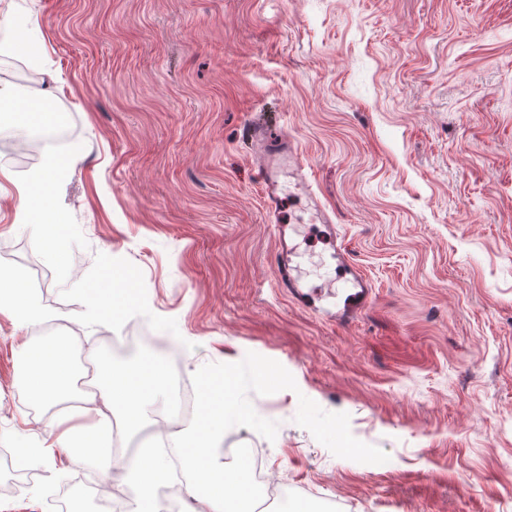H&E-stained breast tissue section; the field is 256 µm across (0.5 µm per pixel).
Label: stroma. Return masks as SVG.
<instances>
[{
    "label": "stroma",
    "instance_id": "obj_1",
    "mask_svg": "<svg viewBox=\"0 0 512 512\" xmlns=\"http://www.w3.org/2000/svg\"><path fill=\"white\" fill-rule=\"evenodd\" d=\"M42 62L0 53L15 102L62 115L55 189L73 226L71 276L0 197V268L32 258L51 319L0 317V512L95 505L96 472L65 454L26 470L52 410L16 383L13 348L64 334L88 289L120 313L75 357L147 336L185 376L247 352L297 391L252 396L275 441L246 427L223 445L263 449L274 512H512V0H0ZM263 117L291 139L338 237L308 222L311 250L345 248L369 306L327 322L277 288V239L246 138ZM80 156H73V149ZM347 413L383 464L334 456L295 423L300 397Z\"/></svg>",
    "mask_w": 512,
    "mask_h": 512
}]
</instances>
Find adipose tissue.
I'll return each instance as SVG.
<instances>
[{
	"instance_id": "1",
	"label": "adipose tissue",
	"mask_w": 512,
	"mask_h": 512,
	"mask_svg": "<svg viewBox=\"0 0 512 512\" xmlns=\"http://www.w3.org/2000/svg\"><path fill=\"white\" fill-rule=\"evenodd\" d=\"M12 49L23 51L28 61L41 60L40 45L30 39L26 21L15 14L0 20V52ZM61 172L59 161L50 155L26 180L14 182L17 222L31 228L47 259L60 267L66 264L72 235V226L57 210L53 195ZM27 282L24 268L0 270V316L20 329L50 316ZM17 356L19 388L32 406L56 409L57 420L38 447L20 451L16 466H30L35 457L62 448L73 461L92 462L101 476L120 470L129 492V512H161L157 491L169 479L165 449H137L130 463L121 464L113 454L112 423L121 421L132 436L154 421L159 406L165 405L171 394L167 360L147 352L130 363L117 364L109 352H99L94 390L88 393L77 386L79 374L64 339L22 342Z\"/></svg>"
}]
</instances>
